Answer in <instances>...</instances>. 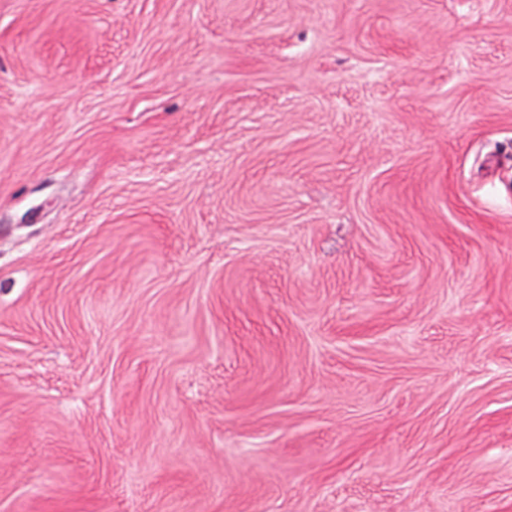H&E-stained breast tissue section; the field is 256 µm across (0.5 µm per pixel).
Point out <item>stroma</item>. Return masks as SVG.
I'll return each instance as SVG.
<instances>
[{
    "mask_svg": "<svg viewBox=\"0 0 512 512\" xmlns=\"http://www.w3.org/2000/svg\"><path fill=\"white\" fill-rule=\"evenodd\" d=\"M0 512H512V0H0Z\"/></svg>",
    "mask_w": 512,
    "mask_h": 512,
    "instance_id": "obj_1",
    "label": "stroma"
}]
</instances>
